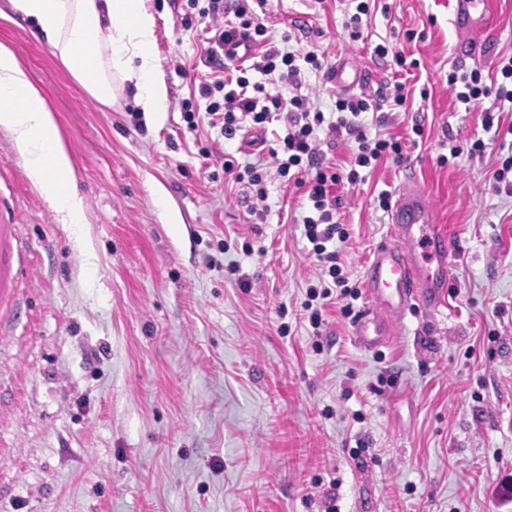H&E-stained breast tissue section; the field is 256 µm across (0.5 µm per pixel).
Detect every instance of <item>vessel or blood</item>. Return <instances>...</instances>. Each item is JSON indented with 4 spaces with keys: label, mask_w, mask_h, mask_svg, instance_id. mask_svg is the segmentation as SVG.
Instances as JSON below:
<instances>
[{
    "label": "vessel or blood",
    "mask_w": 512,
    "mask_h": 512,
    "mask_svg": "<svg viewBox=\"0 0 512 512\" xmlns=\"http://www.w3.org/2000/svg\"><path fill=\"white\" fill-rule=\"evenodd\" d=\"M450 22L468 34L477 49L494 32L495 13L490 0H454ZM366 76L349 60H338L333 82L349 90ZM391 238L375 247L368 259L364 288L366 304L352 324L353 342L375 352L392 340L395 323L411 306L434 310L443 305L449 288L452 247L435 222L428 194L414 183L397 193L389 215ZM24 245L9 213L0 211V307L13 306L20 286Z\"/></svg>",
    "instance_id": "vessel-or-blood-1"
}]
</instances>
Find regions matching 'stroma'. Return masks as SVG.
<instances>
[{"label": "stroma", "instance_id": "35a3bbf8", "mask_svg": "<svg viewBox=\"0 0 512 512\" xmlns=\"http://www.w3.org/2000/svg\"><path fill=\"white\" fill-rule=\"evenodd\" d=\"M494 2L497 30L473 59L452 0H375L356 41L344 0H267L279 48L349 59L372 91H411L386 123L362 117L369 136L401 138L403 157L337 185L339 264L362 287L391 233L378 195L409 181L454 257L445 305L410 309L375 353L355 346L339 295L320 329L305 316L327 275L303 236L301 190L269 165L258 218L225 180V155L268 158L286 123L263 146L212 126L204 36L175 0H146L169 89L159 115L129 87L99 104L30 22L0 19V42L56 111L87 206L86 223H57L0 131V201L27 243L17 312L0 317V512H512V171L493 177L512 135L468 152L490 137L482 112L505 128L512 104L464 105L448 87L449 72L491 81L512 61V0ZM379 44L420 69L396 77Z\"/></svg>", "mask_w": 512, "mask_h": 512}]
</instances>
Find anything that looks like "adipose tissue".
<instances>
[{
    "mask_svg": "<svg viewBox=\"0 0 512 512\" xmlns=\"http://www.w3.org/2000/svg\"><path fill=\"white\" fill-rule=\"evenodd\" d=\"M32 22L70 75L96 102L112 106L120 86L136 90L141 111L168 109V86L157 64L156 20L145 0H11ZM0 130L23 158L28 178L61 224L86 223L75 186L78 170L44 89L14 50L0 43Z\"/></svg>",
    "mask_w": 512,
    "mask_h": 512,
    "instance_id": "ef3b65f1",
    "label": "adipose tissue"
}]
</instances>
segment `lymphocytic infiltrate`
I'll return each mask as SVG.
<instances>
[{"label": "lymphocytic infiltrate", "instance_id": "f902f5d3", "mask_svg": "<svg viewBox=\"0 0 512 512\" xmlns=\"http://www.w3.org/2000/svg\"><path fill=\"white\" fill-rule=\"evenodd\" d=\"M189 8L198 12L199 21L208 34L206 56L209 63L223 66L231 63L237 73L233 79H218L202 84L200 94L207 98L206 112L218 117L225 138H234L244 122L264 127L278 117H286L288 131L278 147L270 149L271 157L277 158L280 177L290 178L304 194L312 209L302 219L304 236L311 244L318 261L332 279L333 285L320 290L310 289V299L329 298L332 288H340L342 296H354L348 280L337 263L338 253L328 250L333 241H346L348 234L338 224L336 198L333 189L345 182L354 186L362 181L361 169L375 166L380 160L402 157L401 142L396 139L368 138L357 118L367 111L379 112L405 106L407 96L404 86H396L393 93L382 91L352 97H337L336 118L326 121L323 112L314 107L309 96L302 94L301 69L296 56L289 51L271 45L260 10L265 0H187ZM247 41L255 52L251 59L239 58V41ZM258 72L275 78L276 82L292 88L291 96L269 92L265 84L250 81L249 72ZM503 83L487 85L480 72L470 74L449 73L448 85L456 99L463 104L480 101L489 95L512 102V89H506L505 81H512V62L500 70ZM221 93V100H214V93ZM326 129L332 139L355 141L358 152L354 167L350 170L337 168L327 161L320 150L319 129Z\"/></svg>", "mask_w": 512, "mask_h": 512}]
</instances>
